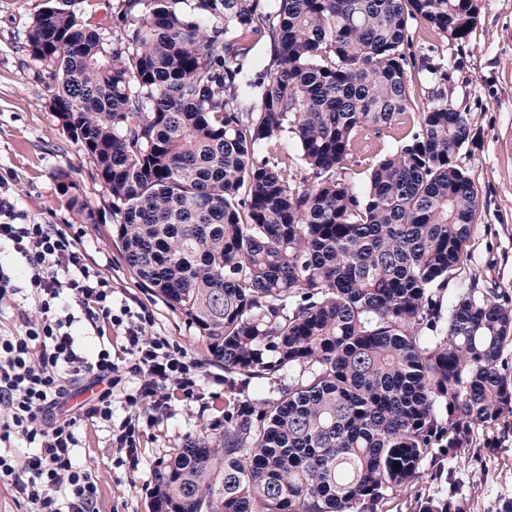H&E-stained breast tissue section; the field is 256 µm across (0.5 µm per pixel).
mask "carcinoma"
<instances>
[{
  "instance_id": "cac0c4a2",
  "label": "carcinoma",
  "mask_w": 512,
  "mask_h": 512,
  "mask_svg": "<svg viewBox=\"0 0 512 512\" xmlns=\"http://www.w3.org/2000/svg\"><path fill=\"white\" fill-rule=\"evenodd\" d=\"M74 2L26 34L50 112L127 265L224 363V429L156 468L152 512H381L512 414V300L448 288L480 208L468 113L423 103L364 185L349 168L415 106L412 23L462 42L481 0H113L108 27Z\"/></svg>"
}]
</instances>
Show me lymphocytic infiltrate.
<instances>
[{"label":"lymphocytic infiltrate","instance_id":"obj_1","mask_svg":"<svg viewBox=\"0 0 512 512\" xmlns=\"http://www.w3.org/2000/svg\"><path fill=\"white\" fill-rule=\"evenodd\" d=\"M14 215L13 206L0 201V253L15 259L0 265V306L13 308L20 326L0 336V482L37 512H96L97 479L78 457L81 425L107 431L111 447L133 465L140 426L129 418L112 423V394L124 375L136 381L126 404H148L151 424L172 400L200 398V386L187 376L185 349L144 335L149 313L114 306L112 280L89 263L77 232L67 225L17 224ZM115 332L127 341L128 365L112 358ZM89 337L98 340L91 355L84 349ZM86 385L95 395L69 408L75 390ZM19 443L29 449L21 459L13 453Z\"/></svg>","mask_w":512,"mask_h":512}]
</instances>
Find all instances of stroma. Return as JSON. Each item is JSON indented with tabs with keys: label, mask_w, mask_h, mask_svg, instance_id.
I'll return each instance as SVG.
<instances>
[{
	"label": "stroma",
	"mask_w": 512,
	"mask_h": 512,
	"mask_svg": "<svg viewBox=\"0 0 512 512\" xmlns=\"http://www.w3.org/2000/svg\"><path fill=\"white\" fill-rule=\"evenodd\" d=\"M45 0H0V197L14 200L21 224H71L90 262L105 267L115 300L132 298L150 313V336L186 349L190 374L204 401L176 403L151 427H141L139 465L120 463L106 432L82 429L80 460L97 476L99 512H150L153 472L186 438L224 426V366L214 360L196 330L179 312L143 288L127 267L112 236L109 199L78 146L49 111L50 91L37 76L41 66L24 49L26 32ZM412 50L420 62L411 85L416 102L442 98L468 113L469 136L458 155L480 195L467 255L451 285L478 283L512 294V0H482L479 20L465 42L442 38L413 25ZM448 70L438 84L424 62ZM400 116L382 134L362 132L355 153L359 169L379 160L408 132ZM70 169L79 193L98 211L99 221L83 223L58 191L54 173ZM409 494L393 497L388 512H418L422 500L452 498L461 512H512V416L475 428L458 456L436 473L424 462Z\"/></svg>",
	"instance_id": "stroma-1"
}]
</instances>
